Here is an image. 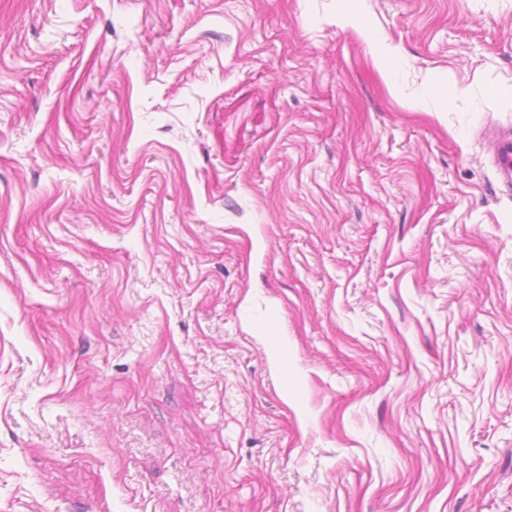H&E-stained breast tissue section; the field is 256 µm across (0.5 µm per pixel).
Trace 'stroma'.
Segmentation results:
<instances>
[{
	"instance_id": "stroma-1",
	"label": "stroma",
	"mask_w": 512,
	"mask_h": 512,
	"mask_svg": "<svg viewBox=\"0 0 512 512\" xmlns=\"http://www.w3.org/2000/svg\"><path fill=\"white\" fill-rule=\"evenodd\" d=\"M512 0H0V512H512ZM495 153L498 173L505 182H512V140L497 138Z\"/></svg>"
}]
</instances>
